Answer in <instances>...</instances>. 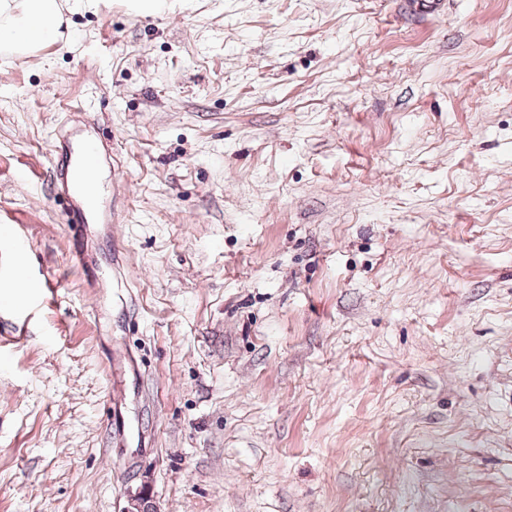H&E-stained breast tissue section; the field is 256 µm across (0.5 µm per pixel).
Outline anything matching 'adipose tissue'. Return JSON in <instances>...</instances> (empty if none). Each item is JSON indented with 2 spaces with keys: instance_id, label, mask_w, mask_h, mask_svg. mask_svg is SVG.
Listing matches in <instances>:
<instances>
[{
  "instance_id": "1",
  "label": "adipose tissue",
  "mask_w": 512,
  "mask_h": 512,
  "mask_svg": "<svg viewBox=\"0 0 512 512\" xmlns=\"http://www.w3.org/2000/svg\"><path fill=\"white\" fill-rule=\"evenodd\" d=\"M62 5V0H0V55L22 56L57 41Z\"/></svg>"
}]
</instances>
